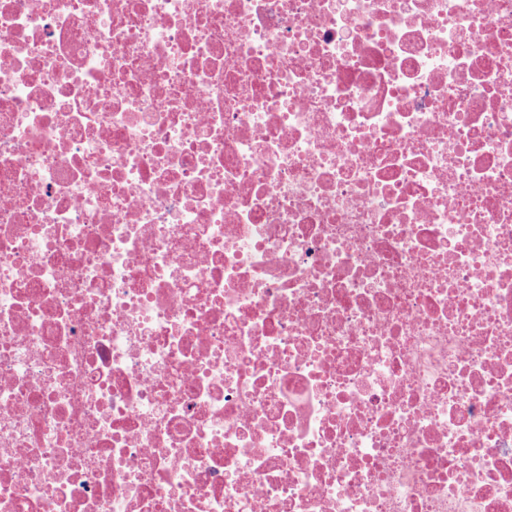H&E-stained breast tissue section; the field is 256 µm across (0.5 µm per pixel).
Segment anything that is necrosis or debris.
<instances>
[{
    "label": "necrosis or debris",
    "mask_w": 512,
    "mask_h": 512,
    "mask_svg": "<svg viewBox=\"0 0 512 512\" xmlns=\"http://www.w3.org/2000/svg\"><path fill=\"white\" fill-rule=\"evenodd\" d=\"M0 512H512V0H0Z\"/></svg>",
    "instance_id": "necrosis-or-debris-1"
}]
</instances>
